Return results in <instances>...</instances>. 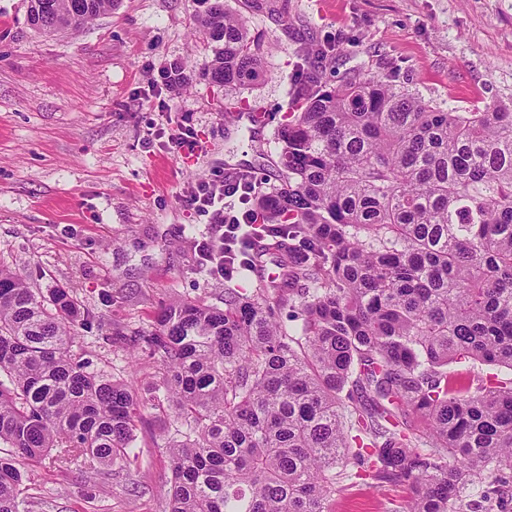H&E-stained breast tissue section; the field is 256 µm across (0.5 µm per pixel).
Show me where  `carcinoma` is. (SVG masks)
<instances>
[{"label": "carcinoma", "mask_w": 512, "mask_h": 512, "mask_svg": "<svg viewBox=\"0 0 512 512\" xmlns=\"http://www.w3.org/2000/svg\"><path fill=\"white\" fill-rule=\"evenodd\" d=\"M199 2L205 78L258 84L244 19ZM117 3L28 0V23L76 33ZM289 116L280 185L246 205L279 228L250 252L252 288L172 302L143 337L181 426L167 512H327L361 475L406 490L390 512H509L512 378L474 387L448 364L512 370V99L451 112L388 74L331 87L313 63ZM80 321L69 289L42 298L0 267V512L25 503L20 461L106 475L135 440L141 399L73 358Z\"/></svg>", "instance_id": "obj_1"}]
</instances>
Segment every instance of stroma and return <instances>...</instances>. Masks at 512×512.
Returning a JSON list of instances; mask_svg holds the SVG:
<instances>
[{
  "mask_svg": "<svg viewBox=\"0 0 512 512\" xmlns=\"http://www.w3.org/2000/svg\"><path fill=\"white\" fill-rule=\"evenodd\" d=\"M249 20L268 79L224 116L223 88L202 74L209 48L196 0H121L79 33L46 36L27 23V0H0V265L48 295L69 288L83 325L73 352L142 398L137 439L109 479L24 462L30 512H165L171 478L158 401L162 366L143 338L178 299L224 304V282L195 252L214 214L189 208L197 181L229 168L271 170L274 132L302 47L334 44L329 76L389 73L448 110L512 97V0H224ZM185 62L177 95L148 86L172 60ZM269 114L251 133L250 110ZM184 124L205 149L177 157L150 141ZM400 491L343 482L328 512H387Z\"/></svg>",
  "mask_w": 512,
  "mask_h": 512,
  "instance_id": "stroma-1",
  "label": "stroma"
}]
</instances>
